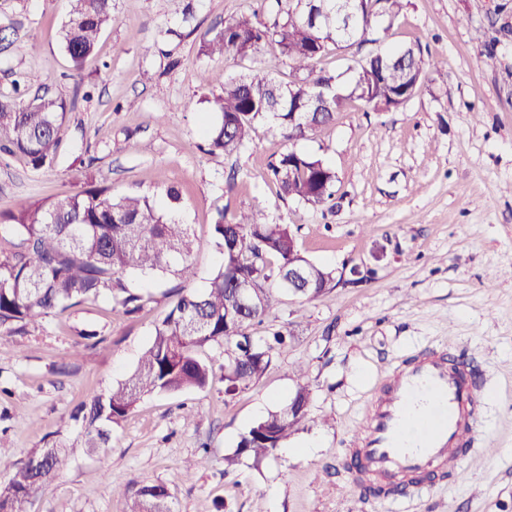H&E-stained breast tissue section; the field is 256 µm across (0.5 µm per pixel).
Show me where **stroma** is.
<instances>
[{"mask_svg":"<svg viewBox=\"0 0 512 512\" xmlns=\"http://www.w3.org/2000/svg\"><path fill=\"white\" fill-rule=\"evenodd\" d=\"M112 0L116 16L97 55L74 72L61 47L64 0H0V96L24 90L68 104L53 168L35 170L0 153V211L21 199L74 191L92 172L113 197L150 193L164 181L182 194L179 216L196 237L198 276L219 268L214 209L262 207L295 231L309 259L356 283L311 300L282 296L257 336L292 338L259 381L228 396L205 389L144 397L112 430L107 453L78 458L30 500L28 512H122L113 488L161 484L174 512H512V0H406L377 43L329 47L315 69L353 87L352 68L371 51L420 44L441 63L415 95L388 112L351 98L335 122L297 141L269 123L241 152L205 153L213 120L200 71L220 90L252 59L212 60L204 39L243 14L270 18V0ZM325 159L336 173V207L282 199L268 176L279 154ZM234 189L225 192L226 179ZM152 300L136 317L102 298L0 337V456L20 460L49 444L81 445L74 409L133 368L167 310V281L132 273ZM465 358L478 386L483 437L437 488L361 501L349 447L366 404L397 365L430 351ZM304 367L311 420L274 459L225 470L241 435L285 404ZM316 443L309 455L300 451ZM194 462L185 474L186 462Z\"/></svg>","mask_w":512,"mask_h":512,"instance_id":"stroma-1","label":"stroma"}]
</instances>
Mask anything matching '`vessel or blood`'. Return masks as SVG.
I'll list each match as a JSON object with an SVG mask.
<instances>
[{
    "label": "vessel or blood",
    "mask_w": 512,
    "mask_h": 512,
    "mask_svg": "<svg viewBox=\"0 0 512 512\" xmlns=\"http://www.w3.org/2000/svg\"><path fill=\"white\" fill-rule=\"evenodd\" d=\"M420 389L430 400L418 413L412 402ZM476 404L467 370L450 365L443 353L394 367L368 402L351 448L363 471L380 477L381 499H392L395 484L416 492L433 490L437 476L458 470L466 448L482 435L474 418ZM409 432L417 439L412 448L403 444Z\"/></svg>",
    "instance_id": "1"
}]
</instances>
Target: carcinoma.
<instances>
[{
	"label": "carcinoma",
	"mask_w": 512,
	"mask_h": 512,
	"mask_svg": "<svg viewBox=\"0 0 512 512\" xmlns=\"http://www.w3.org/2000/svg\"><path fill=\"white\" fill-rule=\"evenodd\" d=\"M271 22L258 15H242L224 24L206 39L201 54L217 60L242 58L271 46L288 62L293 79L282 83L270 66L259 63L248 72L224 80L211 93V109L219 122L205 135L206 151L233 154L250 144L259 124L274 122L281 135L300 140L314 129L331 123L352 97L375 111L406 103L421 85L426 71L439 62L424 57L422 47L411 45L419 56L420 73L402 77L386 64L397 51L372 52L354 67L350 94L336 90L334 76L310 68L328 44L362 43L380 18L394 20L403 0H362L359 26L345 31L335 0H316L317 18L302 0H274ZM62 25V48L75 70L92 56L105 25L115 20L112 0H68ZM68 106L54 96L25 102L0 97V150L24 155L35 169H50L57 162ZM272 179L284 199L326 206L336 194V173L325 159L288 151L269 165ZM180 190L164 184L153 195L133 193L115 199L107 186L92 176L80 189L62 197L27 199L0 211V226L18 239V249L0 252V334L22 331L27 325L106 295L114 306L133 315L151 296L129 288L126 274H170L175 284L165 316L151 332L135 367L103 395L82 406L76 418L84 425V451L106 450L112 428L121 423L138 402L152 394L204 389L215 367L200 352L214 345L224 348V392L231 395L257 381L274 354L288 347V337L276 332L256 338L250 328L266 319L278 304L281 282L288 264L298 259L296 235L288 224L269 222L259 209L231 215L216 208L210 232L220 250L218 271L202 291L187 283L197 276L196 238L189 224L176 212ZM310 287L298 296L314 299L336 287L334 269L318 262L307 267ZM249 288L254 303L241 311L237 293ZM311 391L297 386L284 405L254 422L241 435L236 450L224 458L227 467L247 458L254 464L274 457L298 426L310 420ZM75 449L57 444L40 448L21 461L0 459V470L9 474L0 484V512H27V504L44 484L62 473ZM124 500L123 512H172L163 485L135 490L114 487Z\"/></svg>",
	"instance_id": "obj_1"
}]
</instances>
